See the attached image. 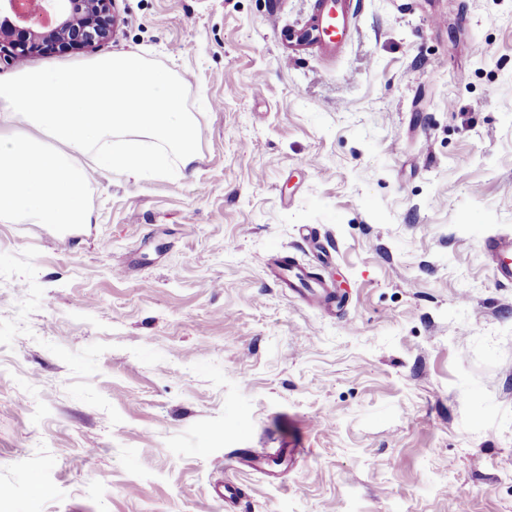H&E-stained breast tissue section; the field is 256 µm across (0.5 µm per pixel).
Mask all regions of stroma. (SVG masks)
<instances>
[{
    "instance_id": "35a3bbf8",
    "label": "stroma",
    "mask_w": 512,
    "mask_h": 512,
    "mask_svg": "<svg viewBox=\"0 0 512 512\" xmlns=\"http://www.w3.org/2000/svg\"><path fill=\"white\" fill-rule=\"evenodd\" d=\"M112 0L185 81L194 162L101 170L73 237L0 220V512H512V0ZM316 229L321 262L303 244ZM343 290L334 315L262 258ZM304 457L248 473L235 448ZM346 0H323L314 21L315 44L328 53L340 55L346 45L350 18ZM482 248L492 262L495 279L502 284H512V237H489L483 241Z\"/></svg>"
}]
</instances>
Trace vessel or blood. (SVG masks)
Instances as JSON below:
<instances>
[{"label": "vessel or blood", "instance_id": "obj_1", "mask_svg": "<svg viewBox=\"0 0 512 512\" xmlns=\"http://www.w3.org/2000/svg\"><path fill=\"white\" fill-rule=\"evenodd\" d=\"M350 26L345 0H322L314 21L316 45L328 53L342 54ZM482 248L492 262L496 280L512 284V237L499 235L487 238ZM270 277L305 306L329 314L336 307L338 293L328 284L315 278L297 260L273 261L267 266Z\"/></svg>", "mask_w": 512, "mask_h": 512}]
</instances>
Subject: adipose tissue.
<instances>
[{
	"instance_id": "adipose-tissue-1",
	"label": "adipose tissue",
	"mask_w": 512,
	"mask_h": 512,
	"mask_svg": "<svg viewBox=\"0 0 512 512\" xmlns=\"http://www.w3.org/2000/svg\"><path fill=\"white\" fill-rule=\"evenodd\" d=\"M186 86L120 53L56 70L24 69L0 81V217L31 224H88L92 169L140 177L167 168L159 144L181 165L197 152ZM91 156L93 168L75 165Z\"/></svg>"
}]
</instances>
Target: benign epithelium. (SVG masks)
I'll list each match as a JSON object with an SVG mask.
<instances>
[{"label":"benign epithelium","mask_w":512,"mask_h":512,"mask_svg":"<svg viewBox=\"0 0 512 512\" xmlns=\"http://www.w3.org/2000/svg\"><path fill=\"white\" fill-rule=\"evenodd\" d=\"M51 26H34L23 18L19 0H0V58L13 63L47 41H63L75 50L95 48L112 32V0H41Z\"/></svg>","instance_id":"obj_1"}]
</instances>
